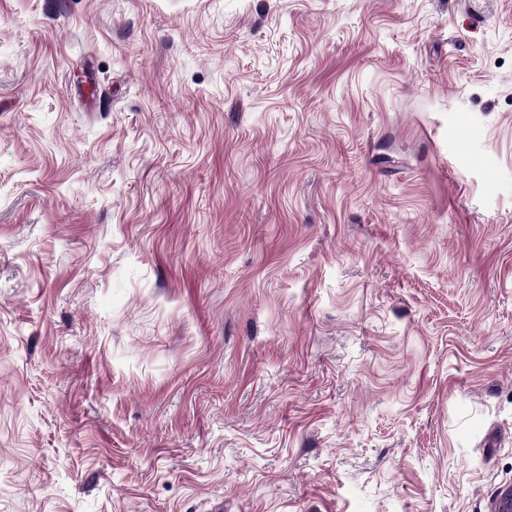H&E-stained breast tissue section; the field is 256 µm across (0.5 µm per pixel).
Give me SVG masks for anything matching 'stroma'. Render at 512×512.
<instances>
[{
	"instance_id": "1",
	"label": "stroma",
	"mask_w": 512,
	"mask_h": 512,
	"mask_svg": "<svg viewBox=\"0 0 512 512\" xmlns=\"http://www.w3.org/2000/svg\"><path fill=\"white\" fill-rule=\"evenodd\" d=\"M508 486L512 0H0V512Z\"/></svg>"
}]
</instances>
